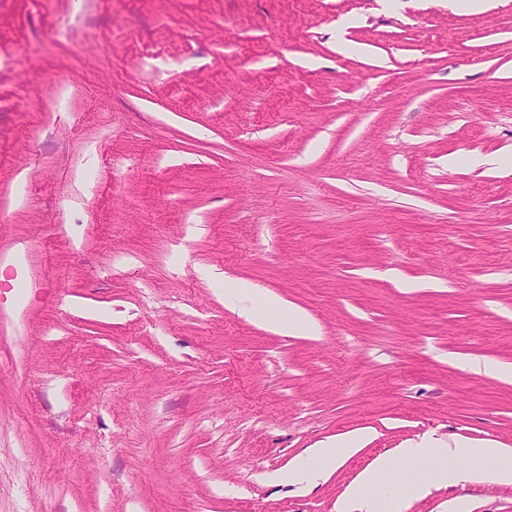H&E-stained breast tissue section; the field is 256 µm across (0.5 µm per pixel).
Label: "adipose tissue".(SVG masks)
<instances>
[{"mask_svg":"<svg viewBox=\"0 0 512 512\" xmlns=\"http://www.w3.org/2000/svg\"><path fill=\"white\" fill-rule=\"evenodd\" d=\"M262 314L269 316L275 329L283 334L297 331L316 332L317 327L305 314L288 302L265 296L259 301ZM366 439L358 433L345 437L323 448L309 449L306 458L300 459L285 476V483L312 481L310 460H319L323 470L336 465L354 453ZM465 460L463 469H448L449 458ZM481 482L512 485V448H499L490 444L475 446L455 442L445 447L440 442H427L412 448H399L378 457L363 471L358 482L336 504V512H403L406 498H418L433 486L459 482ZM387 486L391 492L388 506H381L379 499L368 496L366 487Z\"/></svg>","mask_w":512,"mask_h":512,"instance_id":"ef3b65f1","label":"adipose tissue"}]
</instances>
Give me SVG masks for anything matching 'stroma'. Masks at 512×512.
Listing matches in <instances>:
<instances>
[{
    "label": "stroma",
    "mask_w": 512,
    "mask_h": 512,
    "mask_svg": "<svg viewBox=\"0 0 512 512\" xmlns=\"http://www.w3.org/2000/svg\"><path fill=\"white\" fill-rule=\"evenodd\" d=\"M426 438L512 448V0H0V512H336ZM260 310L257 314H265L272 319L275 329L283 334H292L297 331L316 333L317 327L305 314L288 304V302L273 297L264 296L259 301ZM367 439L364 433H358L353 436H347L323 448H309L305 458L300 459L295 467L288 472V476L280 478L283 483H298L312 481L320 474L335 469L336 465L346 457L354 453L361 443ZM317 459L321 462L322 470L320 473L311 471L308 461Z\"/></svg>",
    "instance_id": "1"
}]
</instances>
